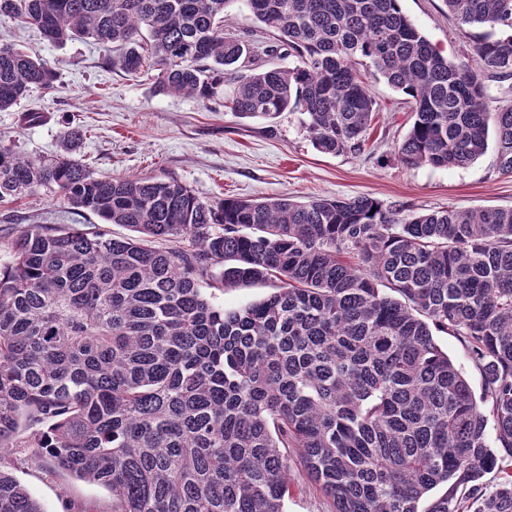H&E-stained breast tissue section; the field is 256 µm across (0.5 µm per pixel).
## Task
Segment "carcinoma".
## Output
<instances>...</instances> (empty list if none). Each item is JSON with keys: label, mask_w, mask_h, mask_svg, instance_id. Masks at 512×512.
Segmentation results:
<instances>
[{"label": "carcinoma", "mask_w": 512, "mask_h": 512, "mask_svg": "<svg viewBox=\"0 0 512 512\" xmlns=\"http://www.w3.org/2000/svg\"><path fill=\"white\" fill-rule=\"evenodd\" d=\"M232 0H0L50 42L116 44L112 67L239 118L298 112L315 148L359 153L378 115L364 74L408 96L409 166L512 173V0H445L484 36L442 56L399 0H247L263 50L244 73ZM57 74L0 46V110ZM41 189L133 235L29 224L0 265V512H44L11 470L105 487L113 512H284L295 467L334 512H512V207L402 214L369 196L204 200L176 179L97 175L0 140V203ZM266 284L227 309L206 289ZM454 337L480 395L437 343ZM495 431L494 442L488 429ZM436 488L443 492L426 508ZM487 84V98L492 110L505 104L512 105V79L502 82L490 81Z\"/></svg>", "instance_id": "obj_1"}]
</instances>
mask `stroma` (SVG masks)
Here are the masks:
<instances>
[{
    "instance_id": "1",
    "label": "stroma",
    "mask_w": 512,
    "mask_h": 512,
    "mask_svg": "<svg viewBox=\"0 0 512 512\" xmlns=\"http://www.w3.org/2000/svg\"><path fill=\"white\" fill-rule=\"evenodd\" d=\"M402 11L449 61H466L476 29H459L444 0H400ZM26 49L55 68L56 87L35 88L17 107L0 111V138L22 155L49 160L62 154L108 176L174 178L205 200L262 199L287 195L298 200L368 195L385 205L417 212L453 207H512V174H501L494 150L464 168L408 166L394 147L407 134L410 112L405 96L383 79L367 77L379 114L362 153L319 152L298 113L274 121L243 120L224 107L223 97L203 101L156 92L150 74L126 75L105 62L110 52L92 40L57 46L33 26L0 18V45ZM42 113L43 122L20 127L22 113ZM86 129L72 145L74 128ZM82 224L123 237L127 228L103 225L92 215L72 213L47 193L0 203L2 244L11 224ZM16 478L45 512H64L68 503L112 512V496L102 486L62 473L45 475L21 468ZM285 512H332L331 502L299 471Z\"/></svg>"
}]
</instances>
